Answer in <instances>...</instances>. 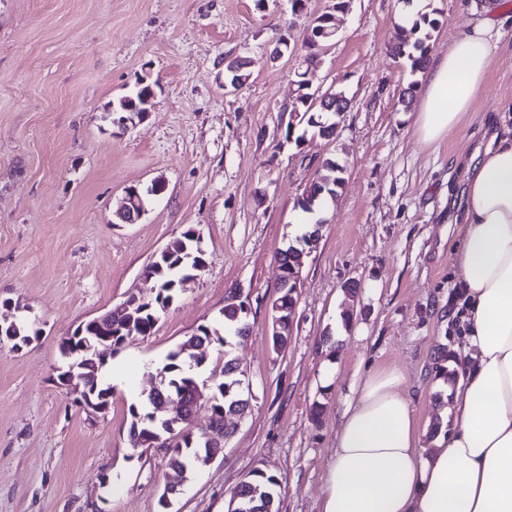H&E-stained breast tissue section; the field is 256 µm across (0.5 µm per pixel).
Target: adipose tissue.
Returning <instances> with one entry per match:
<instances>
[{
    "instance_id": "adipose-tissue-1",
    "label": "adipose tissue",
    "mask_w": 512,
    "mask_h": 512,
    "mask_svg": "<svg viewBox=\"0 0 512 512\" xmlns=\"http://www.w3.org/2000/svg\"><path fill=\"white\" fill-rule=\"evenodd\" d=\"M510 12L512 0H486L432 66L415 117L424 141L451 137L470 115ZM464 222L453 263L466 372L452 393L451 429L425 449L403 373L372 371L343 412L322 512H512V134L493 136L473 168Z\"/></svg>"
}]
</instances>
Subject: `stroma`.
<instances>
[{"mask_svg": "<svg viewBox=\"0 0 512 512\" xmlns=\"http://www.w3.org/2000/svg\"><path fill=\"white\" fill-rule=\"evenodd\" d=\"M333 0H0V320H24L32 341L0 342V512H227L255 468L281 482L280 512H321L346 406L371 371L406 379L414 415L436 436L463 366L448 311L457 280L468 167L493 133L512 128V17L502 18L485 88L457 133L423 141L414 124L425 70L394 58L398 16L420 0H350L307 76L342 91L335 140L288 136L305 30ZM483 0H433L429 61L480 18ZM289 49L269 60L280 35ZM256 64L237 90L224 59ZM153 105L127 131L111 108L139 79ZM345 185L323 210L301 271L292 335L272 349L277 253L307 232L297 206L326 160ZM166 191L136 223L115 211L129 186ZM194 228L205 270L178 288L152 334L107 355L108 409L88 415L58 381L59 342L130 294L156 293L145 266ZM241 289L251 332L234 353L252 388L231 416L224 451L179 475L163 450L132 448L130 405L200 326L221 328L227 290ZM331 341H324V333Z\"/></svg>", "mask_w": 512, "mask_h": 512, "instance_id": "35a3bbf8", "label": "stroma"}]
</instances>
